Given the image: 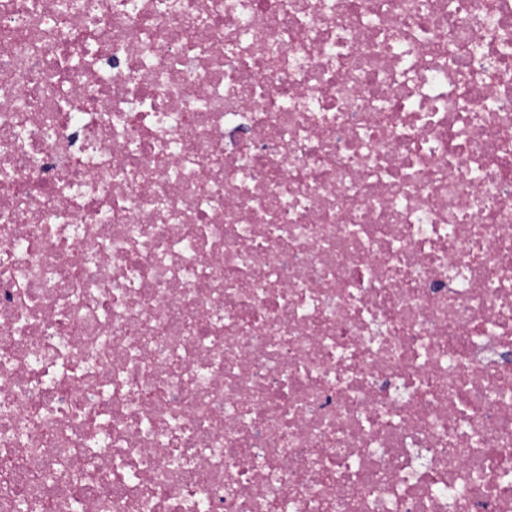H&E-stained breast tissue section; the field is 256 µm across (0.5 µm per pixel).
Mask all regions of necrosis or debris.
<instances>
[{
	"instance_id": "4bbe7bcc",
	"label": "necrosis or debris",
	"mask_w": 512,
	"mask_h": 512,
	"mask_svg": "<svg viewBox=\"0 0 512 512\" xmlns=\"http://www.w3.org/2000/svg\"><path fill=\"white\" fill-rule=\"evenodd\" d=\"M0 0V512H512V0Z\"/></svg>"
}]
</instances>
